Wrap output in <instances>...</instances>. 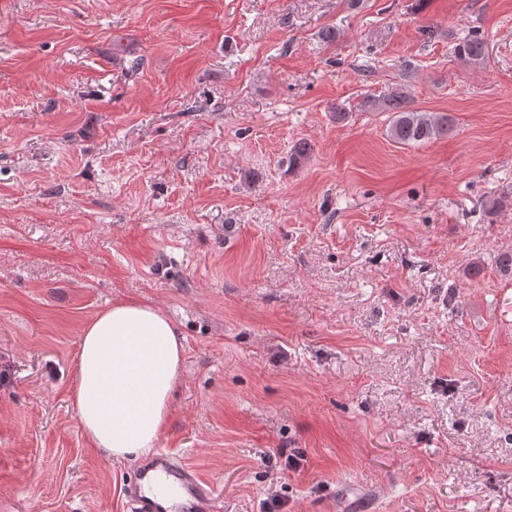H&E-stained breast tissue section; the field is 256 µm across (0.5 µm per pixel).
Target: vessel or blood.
Segmentation results:
<instances>
[{
  "label": "vessel or blood",
  "mask_w": 512,
  "mask_h": 512,
  "mask_svg": "<svg viewBox=\"0 0 512 512\" xmlns=\"http://www.w3.org/2000/svg\"><path fill=\"white\" fill-rule=\"evenodd\" d=\"M122 496L130 512H214L208 484L191 466L166 451L137 467Z\"/></svg>",
  "instance_id": "1"
}]
</instances>
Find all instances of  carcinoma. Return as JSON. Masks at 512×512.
I'll return each mask as SVG.
<instances>
[{
  "mask_svg": "<svg viewBox=\"0 0 512 512\" xmlns=\"http://www.w3.org/2000/svg\"><path fill=\"white\" fill-rule=\"evenodd\" d=\"M487 51L485 39L475 31L467 34L455 47L457 57L473 65L484 63ZM365 105L374 112L389 114L387 135L400 145H418L444 138L453 128V119L446 113L411 108L407 91L401 87L381 98H369Z\"/></svg>",
  "mask_w": 512,
  "mask_h": 512,
  "instance_id": "cac0c4a2",
  "label": "carcinoma"
}]
</instances>
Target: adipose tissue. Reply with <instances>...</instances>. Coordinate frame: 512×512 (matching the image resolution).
<instances>
[{
  "instance_id": "adipose-tissue-1",
  "label": "adipose tissue",
  "mask_w": 512,
  "mask_h": 512,
  "mask_svg": "<svg viewBox=\"0 0 512 512\" xmlns=\"http://www.w3.org/2000/svg\"><path fill=\"white\" fill-rule=\"evenodd\" d=\"M183 360L174 324L152 304L119 301L92 317L71 392L92 446L114 460L151 453L168 427Z\"/></svg>"
}]
</instances>
